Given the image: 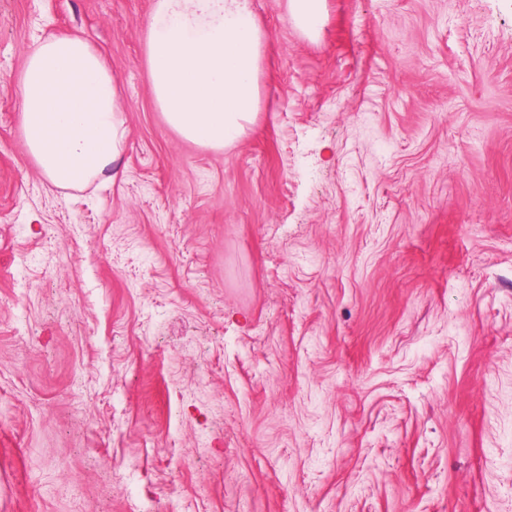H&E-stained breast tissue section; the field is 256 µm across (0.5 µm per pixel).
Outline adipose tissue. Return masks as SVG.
<instances>
[{
	"label": "adipose tissue",
	"instance_id": "adipose-tissue-1",
	"mask_svg": "<svg viewBox=\"0 0 512 512\" xmlns=\"http://www.w3.org/2000/svg\"><path fill=\"white\" fill-rule=\"evenodd\" d=\"M268 34L252 0H152L145 58L166 124L220 150L257 117ZM28 154L49 186L112 181L126 141L119 79L77 35L37 39L17 77Z\"/></svg>",
	"mask_w": 512,
	"mask_h": 512
}]
</instances>
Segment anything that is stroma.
I'll return each mask as SVG.
<instances>
[{"mask_svg": "<svg viewBox=\"0 0 512 512\" xmlns=\"http://www.w3.org/2000/svg\"><path fill=\"white\" fill-rule=\"evenodd\" d=\"M152 0H0V512H512V0H287L260 113L182 140ZM119 76L122 171L50 187L17 76ZM325 0H287V12L297 28L318 36L325 21Z\"/></svg>", "mask_w": 512, "mask_h": 512, "instance_id": "1", "label": "stroma"}]
</instances>
